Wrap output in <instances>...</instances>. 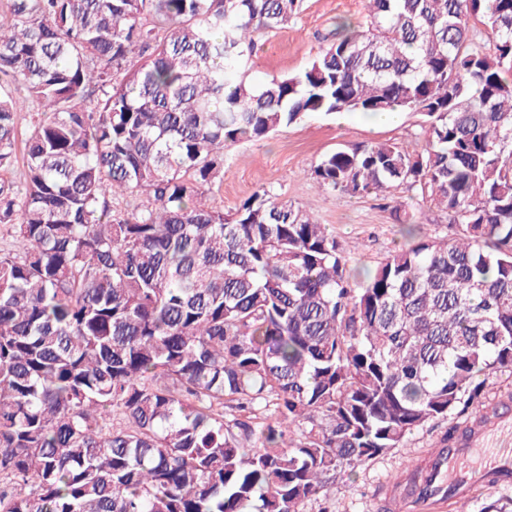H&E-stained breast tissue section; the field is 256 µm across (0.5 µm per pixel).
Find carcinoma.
Listing matches in <instances>:
<instances>
[{
    "mask_svg": "<svg viewBox=\"0 0 512 512\" xmlns=\"http://www.w3.org/2000/svg\"><path fill=\"white\" fill-rule=\"evenodd\" d=\"M366 2L303 70L254 85L257 37L301 0H8L0 512H303L485 408L479 377L512 369V0ZM386 111L422 116L420 150H337L310 179L402 188L452 235L358 281L328 225L266 188L207 204L224 150Z\"/></svg>",
    "mask_w": 512,
    "mask_h": 512,
    "instance_id": "1",
    "label": "carcinoma"
}]
</instances>
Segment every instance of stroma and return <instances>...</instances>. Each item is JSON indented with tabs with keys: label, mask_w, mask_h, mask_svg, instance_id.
<instances>
[{
	"label": "stroma",
	"mask_w": 512,
	"mask_h": 512,
	"mask_svg": "<svg viewBox=\"0 0 512 512\" xmlns=\"http://www.w3.org/2000/svg\"><path fill=\"white\" fill-rule=\"evenodd\" d=\"M365 14L363 0H302L292 23L259 40L248 72L250 80L261 83L304 69L336 18L361 22ZM420 125V117L408 112L398 113L387 124L375 123L371 116L357 112L318 114L263 139L239 143L224 153L223 187L211 196L210 204L231 213L255 190L268 188L327 224L351 265L375 267L402 242L393 205L415 211L424 232L437 238L449 233L447 215L435 208L417 206L402 189L394 190L386 203L375 196L353 197L316 187L310 180V169L324 154L337 149L387 140L415 148L421 140ZM483 394L486 403L499 410L481 427L484 437L477 456L489 463L498 449L512 448V370L485 375ZM453 423L466 427L472 420L469 415L458 414L448 422L426 423L408 436L405 447L389 449L367 460L340 479L328 495L305 502L303 512H383L384 489L401 473L429 465L435 443Z\"/></svg>",
	"instance_id": "stroma-1"
}]
</instances>
